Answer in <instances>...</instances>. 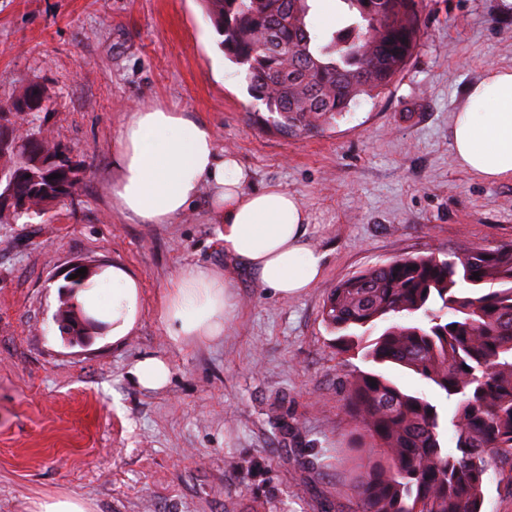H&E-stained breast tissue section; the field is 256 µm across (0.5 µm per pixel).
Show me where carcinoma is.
Wrapping results in <instances>:
<instances>
[{
	"mask_svg": "<svg viewBox=\"0 0 512 512\" xmlns=\"http://www.w3.org/2000/svg\"><path fill=\"white\" fill-rule=\"evenodd\" d=\"M205 2L224 55L245 67L250 95L284 135L329 127L387 90L425 24L423 0H342L348 21L329 35L313 32L311 0ZM51 105L28 84L0 106L25 127L0 154V184L28 204L0 224L31 223L81 182L69 150L47 136L40 113ZM322 317L340 352L402 368L455 402L448 417L376 369L349 374L348 414L372 448L353 479L357 512H482L489 457H512V243L375 265L338 283Z\"/></svg>",
	"mask_w": 512,
	"mask_h": 512,
	"instance_id": "1",
	"label": "carcinoma"
}]
</instances>
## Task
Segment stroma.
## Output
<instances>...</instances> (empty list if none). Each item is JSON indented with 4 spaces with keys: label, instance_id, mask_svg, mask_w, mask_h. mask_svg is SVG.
<instances>
[{
    "label": "stroma",
    "instance_id": "1",
    "mask_svg": "<svg viewBox=\"0 0 512 512\" xmlns=\"http://www.w3.org/2000/svg\"><path fill=\"white\" fill-rule=\"evenodd\" d=\"M407 68L332 127L284 136L219 46L203 0H0V104L29 83L83 180L32 224H0V512L76 496L87 512H352L345 378L322 308L372 266L512 242V178L487 182L451 153L453 116L486 67H512L499 0H426ZM161 102L209 124L217 144L308 209L326 273L307 295H272L224 254L206 201L170 224L112 206V143L132 109ZM119 262L141 282L131 336L72 344L55 314L64 273ZM230 281L223 337L173 345L162 297L183 268ZM164 360L147 389L130 368ZM483 512H512V462L492 458ZM131 379L148 389H160L166 385L170 369L165 361L149 357L140 360L130 371Z\"/></svg>",
    "mask_w": 512,
    "mask_h": 512
}]
</instances>
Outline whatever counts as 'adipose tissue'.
<instances>
[{"mask_svg":"<svg viewBox=\"0 0 512 512\" xmlns=\"http://www.w3.org/2000/svg\"><path fill=\"white\" fill-rule=\"evenodd\" d=\"M456 163L488 182L512 176V68H487L470 83L450 132ZM113 206L138 224H169L208 197L227 256L242 262L273 295L307 293L322 280L327 254L307 239L309 213L277 185L252 188V174L220 150L212 128L188 112L133 109L115 138ZM74 305L108 325L119 340L140 317V280L121 263L101 268L72 295ZM234 307L216 269L181 270L164 294L161 315L174 344L223 336Z\"/></svg>","mask_w":512,"mask_h":512,"instance_id":"ef3b65f1","label":"adipose tissue"}]
</instances>
